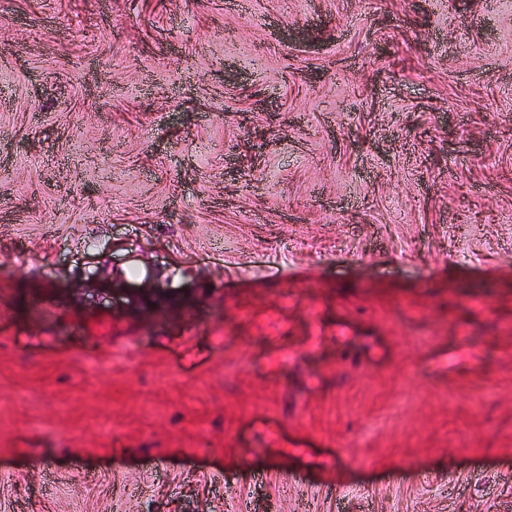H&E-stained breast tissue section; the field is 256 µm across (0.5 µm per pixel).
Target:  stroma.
Returning a JSON list of instances; mask_svg holds the SVG:
<instances>
[{
	"mask_svg": "<svg viewBox=\"0 0 512 512\" xmlns=\"http://www.w3.org/2000/svg\"><path fill=\"white\" fill-rule=\"evenodd\" d=\"M0 512H512V0H0Z\"/></svg>",
	"mask_w": 512,
	"mask_h": 512,
	"instance_id": "35a3bbf8",
	"label": "stroma"
}]
</instances>
